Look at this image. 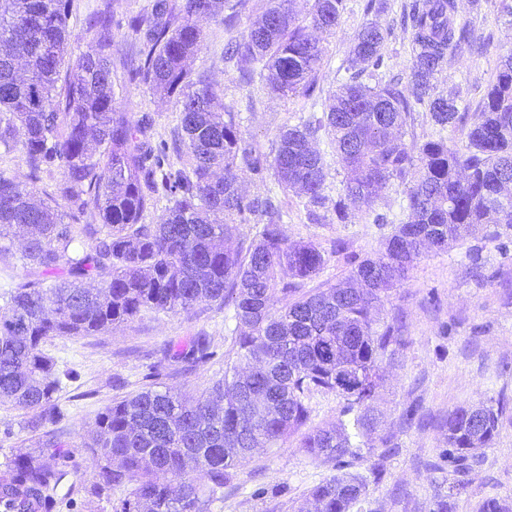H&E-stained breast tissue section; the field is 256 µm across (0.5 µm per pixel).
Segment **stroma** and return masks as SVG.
<instances>
[{"instance_id":"35a3bbf8","label":"stroma","mask_w":512,"mask_h":512,"mask_svg":"<svg viewBox=\"0 0 512 512\" xmlns=\"http://www.w3.org/2000/svg\"><path fill=\"white\" fill-rule=\"evenodd\" d=\"M72 3L71 54L89 46L84 36L87 18L107 11L114 37L112 69L123 87L122 109L134 118H149L152 147L166 149L177 135L179 113L173 101L154 96L139 77L143 37L128 27L130 16L148 8L150 0ZM410 5L411 0H386L372 7L367 0H347L339 27L322 36L323 66L310 97H274L260 83L242 82L238 62L223 58V27L217 23L208 25L209 36L191 66L208 70L224 105L237 112L244 139L267 155L284 127L324 104L345 81L354 37L365 22L376 21L388 31L376 80L395 78L402 91H410V29L402 22ZM459 11L467 24L468 45L462 54L449 57L435 85L437 93L472 113L483 102L501 54L512 48V13L503 9L502 0H459ZM0 172L32 184L40 194L55 189L63 167L54 165L40 182L30 183L24 157L16 150L0 156ZM281 200L288 213L282 226L288 239L314 243L327 257L319 273L305 282L308 290L347 277L406 220L405 186L397 179L389 182L372 210L356 212L344 223L331 211L318 222L309 221L295 193ZM379 214L386 216V223H375ZM493 231V225L483 224L454 247L426 253L409 279L383 298L379 325L391 327L400 344L395 361L384 365L373 405L391 451L378 447L339 463L310 456L299 436H291L281 447L260 449L243 461L210 512H297L313 487L344 472L370 479L363 512H433L451 480L442 455L448 447L449 413L491 399L503 406L499 435L474 464L466 491L454 499L453 512H477L489 496L512 502V232L497 238ZM233 314L232 305L214 303L176 314L146 311L106 333L56 336L44 343V351L65 373L55 424L64 446L47 458L61 478L44 512H115L120 507L130 486L89 493L97 466L83 441L97 415L148 384L153 367L166 362L169 346L186 345L196 336L209 338L212 362L188 370L169 364L163 382L194 394L211 387L224 373V354L236 327ZM29 421L28 411L0 402V469L17 454L31 451L35 436Z\"/></svg>"}]
</instances>
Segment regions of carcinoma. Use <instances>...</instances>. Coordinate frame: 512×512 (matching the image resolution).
I'll return each mask as SVG.
<instances>
[{"mask_svg": "<svg viewBox=\"0 0 512 512\" xmlns=\"http://www.w3.org/2000/svg\"><path fill=\"white\" fill-rule=\"evenodd\" d=\"M71 0H0V148L21 150L33 181L55 161L63 179L35 201L32 191L0 174V257H13L27 280L3 294L0 307V401L32 413L37 447H62L50 425L59 414L61 387L55 361L42 350L53 336H95L143 310L187 312L203 303L232 302L236 320L224 376L195 396L153 382L112 403L84 441L97 472L90 493L133 485L120 512H209L233 470L257 448L283 445L306 426L313 390L346 401V419L303 434L314 457L342 461L372 449L378 428L371 402L384 360H393L391 329L376 328L382 295L408 278L416 261L453 246L469 228L494 224L512 230V202L500 198L512 185V50L504 54L481 111H459L435 93L434 80L467 39L456 0H414L409 19L413 96L393 82L370 85L384 63L385 30L365 23L355 38L350 75L328 99L321 116L283 129L272 158L243 138L237 115L216 110L210 74L189 60L205 39V24L222 18L224 56L244 62L240 78L274 94L310 95L322 68L320 34L335 30L344 0H312L299 17L294 0H268L240 33L246 0H153L129 28L144 33L138 73L180 112L177 154L183 167L164 169L151 144L148 119L118 111L112 72V31L98 11L84 33L89 50L70 61ZM230 13H225V10ZM443 129L469 125L458 149L440 137L405 141L413 104ZM325 131L345 171L343 193H325L326 172L312 146ZM273 170L283 191L298 190L310 217L333 209L344 223L374 205L393 179L405 182L407 220L348 278L297 294L326 263L310 242H291L282 213L269 194H248L243 178L265 180ZM168 207L159 224L142 218L158 186ZM94 210L96 224L75 220ZM74 220L69 224L64 218ZM260 224L247 248L231 247L239 224ZM27 239L13 251L11 232ZM214 352L197 336L169 358L189 367L211 362ZM502 410L461 406L448 415V464L453 481L435 512L466 488L464 477L493 445ZM43 454L17 455L0 470V512H30L44 505L57 472ZM205 477L202 483L199 477ZM367 480L342 473L315 486L298 512H351L367 494Z\"/></svg>", "mask_w": 512, "mask_h": 512, "instance_id": "cac0c4a2", "label": "carcinoma"}]
</instances>
